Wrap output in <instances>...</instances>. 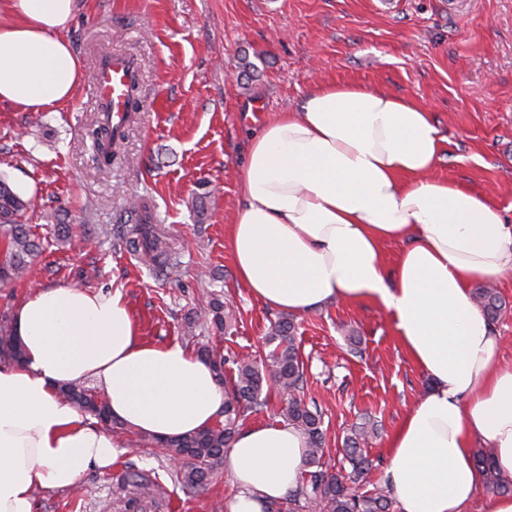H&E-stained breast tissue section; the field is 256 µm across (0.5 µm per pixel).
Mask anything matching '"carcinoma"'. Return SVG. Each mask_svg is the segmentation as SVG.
Returning <instances> with one entry per match:
<instances>
[{
  "label": "carcinoma",
  "instance_id": "obj_1",
  "mask_svg": "<svg viewBox=\"0 0 512 512\" xmlns=\"http://www.w3.org/2000/svg\"><path fill=\"white\" fill-rule=\"evenodd\" d=\"M98 161L109 164L119 146L112 129L101 121H95L92 130ZM34 206V201L15 191L6 176L0 174V281H15L22 278L31 260L40 252L42 242L31 227L20 223V218ZM147 209L140 201L129 209L132 229L123 231L119 241L132 250L144 244L143 256L155 262L168 259L170 247L166 237L156 227L137 224V215ZM44 218L56 223V238L66 243L76 233V226L59 222L58 213L52 209ZM475 300L483 309L487 320L495 322L505 308L498 290L489 283H481L473 291ZM207 323L209 328L221 334L232 327V314L224 311V303L214 293L207 300ZM296 326L288 319L276 321L268 336L272 349L261 360L224 358L217 350L201 346L197 354L210 362L219 381L224 384L227 398L224 404V420L195 434L175 440L162 441L143 438V441L159 449L168 458L182 461L180 468L171 475L174 484L189 493L206 490L220 477L224 453L243 424L245 411L263 404L262 389L274 381L279 394L286 400L283 409L285 421L299 429L306 438L305 466L309 468L298 486L289 492L288 504L291 512H392L391 493L382 488L360 491L359 482L370 469V462L363 446L377 433L374 425L364 422L355 427L345 441V455L351 467L347 473L331 467L324 457L328 449L322 429V413L317 405L307 402L302 395L304 389V362L296 344ZM24 358V349L15 335L13 324L0 321V362L18 363ZM231 362L236 370L231 380L225 378V363ZM59 395L82 412L106 424H112L108 405L103 397L80 384L59 388ZM474 463L487 488L496 494H512V478L502 474L496 467L492 450H481L474 456ZM151 489L149 495L155 499L163 487L146 483L144 475L135 469L126 471L121 489Z\"/></svg>",
  "mask_w": 512,
  "mask_h": 512
}]
</instances>
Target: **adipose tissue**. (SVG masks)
<instances>
[{"instance_id": "1", "label": "adipose tissue", "mask_w": 512, "mask_h": 512, "mask_svg": "<svg viewBox=\"0 0 512 512\" xmlns=\"http://www.w3.org/2000/svg\"><path fill=\"white\" fill-rule=\"evenodd\" d=\"M1 13L11 21L0 25V103L42 112L69 101L80 64L58 33L75 0H0ZM443 144L410 97L317 85L251 137L225 230L238 280L263 305L302 315L370 302L390 314L428 379L388 444L399 512H466L482 483L479 444L512 476V366L472 292L512 274V225L486 194L434 177ZM13 326L25 358L0 365V512H33L35 489L71 490L118 455V437L63 401L60 385L94 382L114 420L163 440L212 426L224 409L210 365L180 343L145 341L120 290L36 289ZM305 448L283 422L239 431L224 457L229 512L286 496Z\"/></svg>"}]
</instances>
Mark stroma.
Listing matches in <instances>:
<instances>
[{
  "mask_svg": "<svg viewBox=\"0 0 512 512\" xmlns=\"http://www.w3.org/2000/svg\"><path fill=\"white\" fill-rule=\"evenodd\" d=\"M60 36L80 62L71 100L45 112L0 104V172L32 186L25 221L48 240L25 279L0 283V318L38 286L118 289L147 341L209 344L227 357L267 352L280 314L236 278L224 226L240 205L248 139L317 84L382 89L429 108L446 139L438 176L490 194L512 225V0H76ZM104 51L139 68L134 116L108 166L94 161L88 135L97 116L92 71ZM134 199L156 211L174 249L164 269L117 243ZM44 207L80 225L81 236L50 242ZM210 292L234 316L220 339L206 326ZM294 322L304 396L322 412L332 461L354 425L374 421L365 486H383L389 439L427 379L378 305L332 303ZM117 436L112 467L85 470L70 491H35L36 512H128L112 480L129 467L168 483L161 512H227L229 476L186 494L168 482L170 460L133 431Z\"/></svg>",
  "mask_w": 512,
  "mask_h": 512,
  "instance_id": "1",
  "label": "stroma"
}]
</instances>
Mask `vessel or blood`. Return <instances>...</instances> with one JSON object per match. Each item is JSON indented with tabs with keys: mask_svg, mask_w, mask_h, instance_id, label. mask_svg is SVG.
I'll use <instances>...</instances> for the list:
<instances>
[{
	"mask_svg": "<svg viewBox=\"0 0 512 512\" xmlns=\"http://www.w3.org/2000/svg\"><path fill=\"white\" fill-rule=\"evenodd\" d=\"M135 62L122 54H106L98 59L92 89L98 108L115 134H122L128 123V100L137 84Z\"/></svg>",
	"mask_w": 512,
	"mask_h": 512,
	"instance_id": "vessel-or-blood-1",
	"label": "vessel or blood"
}]
</instances>
